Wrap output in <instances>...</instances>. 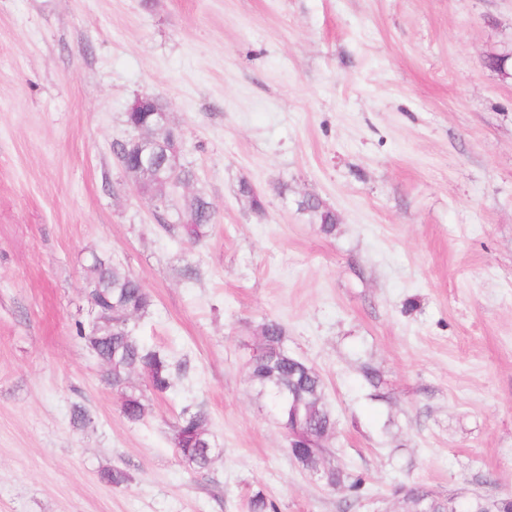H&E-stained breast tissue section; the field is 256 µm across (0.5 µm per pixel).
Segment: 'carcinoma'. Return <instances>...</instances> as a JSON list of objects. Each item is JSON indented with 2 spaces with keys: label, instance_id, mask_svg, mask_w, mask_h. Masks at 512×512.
I'll return each instance as SVG.
<instances>
[{
  "label": "carcinoma",
  "instance_id": "obj_1",
  "mask_svg": "<svg viewBox=\"0 0 512 512\" xmlns=\"http://www.w3.org/2000/svg\"><path fill=\"white\" fill-rule=\"evenodd\" d=\"M170 164L178 169V182L187 184L193 179V172L171 155L159 157L156 169L148 178L166 174ZM298 207L315 217L321 232L334 231L336 213L318 198L305 197ZM213 219L210 203L203 196L195 195L177 212L176 220L163 223V227L197 242ZM87 270L90 281L97 285L92 296L96 318L91 328L98 331V336H90L81 323L76 325V335L86 342L97 340L96 358L104 367L103 380L118 393L122 416L131 423H138L145 418L147 407L143 391L130 385V375L141 376L153 395L163 396L173 387L181 366L135 334L136 324L127 314L131 312L141 317L152 305L151 295L140 280L123 266L98 255L92 256ZM259 335L263 337V354L249 358L250 378L258 393L271 400L282 427L293 432L292 458L298 464L319 468L327 476L322 484L328 488L345 489L356 499L367 494L363 475L325 462L326 448L321 442L310 439L312 435L322 437L336 429V417L325 401L322 376L288 349L286 330L279 321L263 320L259 324ZM209 425L206 410L187 406L180 412L174 434V448L181 459L203 470L211 464ZM99 478L108 485L120 487L127 484L129 474L120 467H104L99 471ZM394 495L406 504V512H453V505L457 503L454 497L422 485L400 483L394 488ZM247 512H277V506L258 490L249 497ZM471 512H512V495L480 496L473 501Z\"/></svg>",
  "mask_w": 512,
  "mask_h": 512
}]
</instances>
